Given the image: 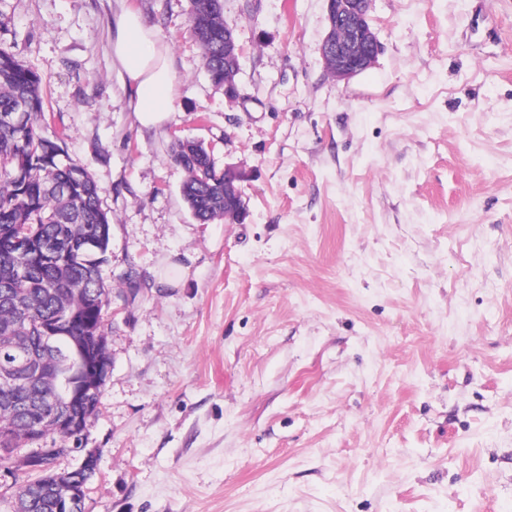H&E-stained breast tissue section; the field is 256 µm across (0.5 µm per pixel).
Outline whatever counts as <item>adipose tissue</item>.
Masks as SVG:
<instances>
[{"mask_svg":"<svg viewBox=\"0 0 512 512\" xmlns=\"http://www.w3.org/2000/svg\"><path fill=\"white\" fill-rule=\"evenodd\" d=\"M112 56L137 123L159 127L170 121L177 81L169 48L138 10L125 6L114 16Z\"/></svg>","mask_w":512,"mask_h":512,"instance_id":"ef3b65f1","label":"adipose tissue"}]
</instances>
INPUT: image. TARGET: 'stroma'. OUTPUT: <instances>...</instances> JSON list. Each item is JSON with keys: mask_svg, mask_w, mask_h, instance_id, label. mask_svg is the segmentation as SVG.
<instances>
[{"mask_svg": "<svg viewBox=\"0 0 512 512\" xmlns=\"http://www.w3.org/2000/svg\"><path fill=\"white\" fill-rule=\"evenodd\" d=\"M172 53L140 127L110 22ZM189 0H0L143 291L109 329L86 512H512V0H372L381 50L325 71V0H224L227 103ZM245 171L244 223H198L173 136Z\"/></svg>", "mask_w": 512, "mask_h": 512, "instance_id": "1", "label": "stroma"}]
</instances>
